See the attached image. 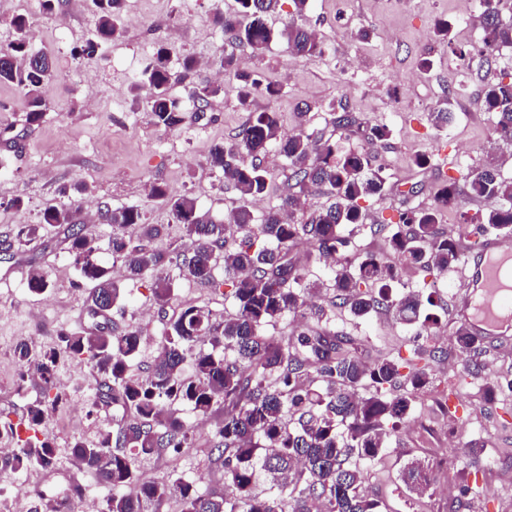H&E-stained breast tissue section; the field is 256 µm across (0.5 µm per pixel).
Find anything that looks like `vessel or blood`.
<instances>
[{
    "mask_svg": "<svg viewBox=\"0 0 512 512\" xmlns=\"http://www.w3.org/2000/svg\"><path fill=\"white\" fill-rule=\"evenodd\" d=\"M454 314L479 338L512 339L511 237H483L468 253Z\"/></svg>",
    "mask_w": 512,
    "mask_h": 512,
    "instance_id": "b4317fda",
    "label": "vessel or blood"
}]
</instances>
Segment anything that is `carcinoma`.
I'll return each mask as SVG.
<instances>
[{"label":"carcinoma","instance_id":"1","mask_svg":"<svg viewBox=\"0 0 512 512\" xmlns=\"http://www.w3.org/2000/svg\"><path fill=\"white\" fill-rule=\"evenodd\" d=\"M278 2L237 0V14H215V23L231 35L219 66L238 81L239 102L250 110V117L234 138L213 149L210 165L223 172L224 181L238 192L240 205L218 223L200 210L195 198L174 197L163 184H150L151 197L169 207L188 239L186 251L174 258L150 248L162 225L146 223L137 208L104 211L105 221L112 225L108 250L122 260L127 279L152 274L159 311L174 299L167 266L174 263L184 276L211 285L221 262L232 284L234 314L219 319L205 306H180L147 374L135 376L130 363L140 356L145 336L135 325L120 331L107 325L103 310L118 306L124 291L76 218L78 208L50 201L41 223L19 231L31 244L41 240L42 226L63 228L80 278L93 285L88 305L91 328L62 331L53 344L40 350L23 341L16 346L15 357L20 376L36 369L48 391L55 388L60 361L87 363L103 379L99 399L130 417L115 431H99L94 440L74 439L69 448L83 469L97 473L111 488L102 512H147L150 504L169 495L177 496L181 512H384L382 501L364 486L361 463L381 457L385 422L404 419L416 391L430 383V372L420 369L401 388L396 363L383 358L368 366L353 352L350 340L334 333L305 327L287 340L265 334L266 326L286 314L318 321L327 317L325 306L308 302L311 286L303 284L304 273L290 257L292 248L301 243L312 245L319 257L334 260L333 305L348 308L356 318L384 310L403 324L420 323L426 334L437 324L433 295L424 301L413 293L392 298L399 268L372 255L355 266L339 258L348 246V228L365 223L357 201L379 198L385 191L384 167L370 153L344 151L335 139L303 125L285 135L276 112L251 109L255 95L273 99L281 88L259 73L241 69L236 49L246 46L261 54L268 48L272 31L266 17ZM93 4L95 36L72 49L75 57L96 54L124 33L118 18L120 0H93ZM480 4L483 50L512 47V19L502 18L499 0H480ZM10 25L15 38L0 46V86L24 91L26 120L33 126L46 112L42 89L55 77V59L45 51L33 52L32 26L26 16H13ZM279 37L295 57L312 59L324 53L315 32L292 22ZM180 68L179 74L172 72L169 50L160 46L131 85L136 97L147 91V112L152 123L164 130L184 122L181 103L172 97L170 87L173 80H184L196 69L195 58L184 56ZM222 92L223 87L215 84L191 87L189 99L198 117H204ZM481 100L484 111L495 117L500 139L512 145V82L486 84ZM273 150L286 159L293 184L281 204L258 220L251 207L268 188L261 160ZM247 157L251 162H245ZM500 168V163L490 160L472 173L466 189L448 181L429 206L400 212L395 232L386 239L388 248L415 268L448 270L459 260L460 249L441 230L439 216L444 210L461 208L463 195L493 203L482 213H461L463 223L476 225L481 233L511 235L512 178L503 177ZM313 189L328 191L332 201L305 219L295 218L301 195ZM367 283L378 287V295L360 290ZM50 286L45 272L34 269L28 274L31 292L42 294ZM455 344L471 357L472 370L480 371L482 342L468 327L457 328ZM188 358L194 366L189 378L181 372ZM366 386L372 392L359 394ZM61 400L58 393L37 399L18 422H0V436L17 440L10 460L13 469H48L56 463L57 448L37 432ZM218 409L224 410V416L208 445L224 468L232 496L202 492L195 481L183 476L165 485L138 483L136 459L176 453L192 445L193 429L181 411L204 417ZM401 481L407 489L422 493L430 484V470L409 460L401 470ZM134 484L138 490L131 495L126 489Z\"/></svg>","mask_w":512,"mask_h":512}]
</instances>
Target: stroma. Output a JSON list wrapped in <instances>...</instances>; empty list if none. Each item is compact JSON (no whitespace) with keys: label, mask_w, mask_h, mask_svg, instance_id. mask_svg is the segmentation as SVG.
<instances>
[{"label":"stroma","mask_w":512,"mask_h":512,"mask_svg":"<svg viewBox=\"0 0 512 512\" xmlns=\"http://www.w3.org/2000/svg\"><path fill=\"white\" fill-rule=\"evenodd\" d=\"M236 7L235 0H123V36L94 56L77 58L72 48L95 29L90 0H64L50 15L42 0H0V46L13 37L10 18L23 14L33 24V49L51 52L56 60V77L43 90L47 111L40 124H26L23 91L0 87V130L11 129L17 136L13 143L0 140L1 419L18 420L43 395V384L18 383L17 343L49 345L59 330L90 325L91 286L80 279L63 233L49 232L37 248L17 237L19 227L39 223L44 203L59 198L61 188L73 182L86 184V192L78 196L86 231L103 245L102 259L122 280L124 300L113 308L112 320L120 328L139 323L147 338L132 372L143 373L156 355L168 316L153 302L151 276L125 279L121 261L107 252L112 227L103 222L101 210L107 205L137 207L146 223L165 227L153 249L173 256L186 248L182 227L150 196L149 183L166 184L174 196L191 194L218 220L238 206L236 192L208 162L211 149L237 134L249 118L238 102L237 80L215 65L229 39L215 24V12ZM479 13L480 0H309L301 14L292 0H280L268 26L278 31L294 22L312 29L324 43L325 55L292 57L278 39L257 56L245 47L237 50L242 68L280 84L277 98L259 95L254 105L277 112L283 133H292L301 122L330 132L333 104H346L358 130L342 135L340 145L377 155L387 188L382 197L361 200L367 220L350 234L345 256L353 262L381 255L401 268L395 295L432 292L439 303V326L430 337L382 312L361 320L336 307L321 324L325 331L351 338L366 364L389 358L405 375L413 368L415 348L435 347L447 354L433 365L432 383L417 394L406 420L387 425L382 458L363 466L366 488L389 512H512V390L489 402L483 397L488 378L512 380V343H485L484 372L470 373L469 356L454 347L458 323L451 298L460 286V267L442 274L401 266L375 230L394 221L402 209L430 205L446 179L465 184L472 170L489 159L502 160L503 175L512 177V147L499 140L494 118L484 112L480 98L486 83L512 80V50L482 52ZM442 18L452 25L446 43L436 35ZM360 31L368 32V39H357ZM452 42L471 48L469 61L451 53ZM161 44L170 47L172 65L186 55L197 58L195 81L224 86L203 119L186 112L183 124L172 130L154 126L143 100L129 93ZM424 54L432 61L427 71L419 65ZM440 107L449 108L453 120L439 129L430 114ZM383 124L392 131L385 148L368 138L371 128ZM423 152L433 154L434 161L419 169L413 159ZM17 198L22 201L18 208L12 205ZM35 267L52 282L39 295L28 289V273ZM170 276L177 303L204 305L219 317L232 312L223 267H216L213 287L175 268ZM57 373L67 381L63 407L72 411L74 424L61 429L49 419L39 435L58 450L54 473L74 475L78 469L67 452L70 442L94 439L99 430L116 428L126 416L98 401L100 378L89 365L69 360ZM208 436V431H196L193 447L138 463L140 480L162 485L178 473L202 490L225 491L224 471L208 455ZM412 458L428 463L431 472L429 489L419 495L399 479L401 466ZM19 486L26 494L18 512L54 503L59 490L51 484L36 488L32 476L0 467V494L11 495Z\"/></svg>","instance_id":"stroma-1"}]
</instances>
